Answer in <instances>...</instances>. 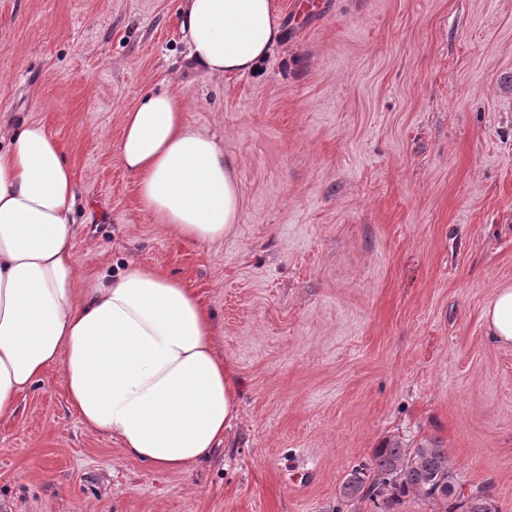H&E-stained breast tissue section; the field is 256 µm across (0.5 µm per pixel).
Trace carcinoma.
Instances as JSON below:
<instances>
[{
	"label": "carcinoma",
	"instance_id": "carcinoma-1",
	"mask_svg": "<svg viewBox=\"0 0 512 512\" xmlns=\"http://www.w3.org/2000/svg\"><path fill=\"white\" fill-rule=\"evenodd\" d=\"M411 492L452 503L447 512H500L489 486L463 492L446 450L432 442L415 448L393 443L376 449L369 463L354 467L346 475L336 512L356 501L391 509Z\"/></svg>",
	"mask_w": 512,
	"mask_h": 512
}]
</instances>
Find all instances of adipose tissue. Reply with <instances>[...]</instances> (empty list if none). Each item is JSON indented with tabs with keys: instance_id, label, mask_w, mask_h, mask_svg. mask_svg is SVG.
<instances>
[{
	"instance_id": "obj_1",
	"label": "adipose tissue",
	"mask_w": 512,
	"mask_h": 512,
	"mask_svg": "<svg viewBox=\"0 0 512 512\" xmlns=\"http://www.w3.org/2000/svg\"><path fill=\"white\" fill-rule=\"evenodd\" d=\"M183 31L193 66L214 79L256 72L282 36L274 0H188ZM119 156L153 223L195 243L232 233L235 163L190 123L176 90L125 112ZM76 206L74 172L47 128L0 125V420L58 368L84 426L151 467L191 471L223 445L237 411L214 314L156 266L80 275ZM484 320L491 343L512 345L511 288L494 293Z\"/></svg>"
}]
</instances>
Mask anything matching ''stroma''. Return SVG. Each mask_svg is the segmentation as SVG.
Listing matches in <instances>:
<instances>
[{"mask_svg":"<svg viewBox=\"0 0 512 512\" xmlns=\"http://www.w3.org/2000/svg\"><path fill=\"white\" fill-rule=\"evenodd\" d=\"M277 0L254 74L191 68L186 0H0V123L60 142L82 275L158 266L213 311L238 416L209 460L157 470L89 431L61 371L0 421V512H335L354 465L440 441L512 512V0ZM174 87L240 189L214 244L152 223L118 153ZM488 340L499 346L512 345V289H498L484 311Z\"/></svg>","mask_w":512,"mask_h":512,"instance_id":"1","label":"stroma"}]
</instances>
